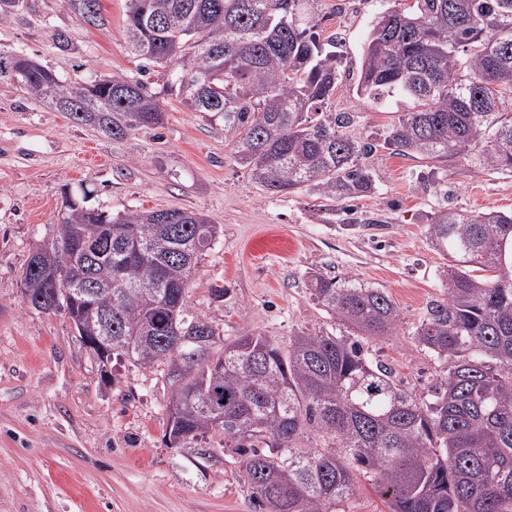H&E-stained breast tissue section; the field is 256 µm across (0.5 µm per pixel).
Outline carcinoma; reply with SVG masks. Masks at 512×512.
<instances>
[{
    "mask_svg": "<svg viewBox=\"0 0 512 512\" xmlns=\"http://www.w3.org/2000/svg\"><path fill=\"white\" fill-rule=\"evenodd\" d=\"M364 43L357 95L414 106L380 138L347 133L336 112L339 66L315 33L319 0H127L125 39L137 73L65 83L0 47V83L114 140L164 122L146 74L174 78L189 112L224 122L238 163L271 195L313 192L356 201L376 189L378 150L428 161L424 183L456 162L512 172V0H390ZM91 26L100 0H65ZM29 0H0V24ZM448 260L443 296L410 333L444 363L432 399L371 360L363 338L396 333L401 313L382 288L308 277L313 300L344 333L227 341L187 300V266L218 228L192 211L114 216L66 200L51 241L22 273L27 303L68 310L97 362L159 369L169 387L164 442L201 470L224 464L193 448L211 432L233 442L236 477L264 512H336L362 475L388 512H512V212L443 207L428 225ZM112 337L108 345L102 337Z\"/></svg>",
    "mask_w": 512,
    "mask_h": 512,
    "instance_id": "obj_1",
    "label": "carcinoma"
}]
</instances>
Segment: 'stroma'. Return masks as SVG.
<instances>
[{"instance_id":"1","label":"stroma","mask_w":512,"mask_h":512,"mask_svg":"<svg viewBox=\"0 0 512 512\" xmlns=\"http://www.w3.org/2000/svg\"><path fill=\"white\" fill-rule=\"evenodd\" d=\"M24 20L0 25V45L23 51L61 81L90 83L131 72L123 30L126 0H101L100 30L80 22L63 0H30ZM381 0H320L317 32L335 36L342 58L335 111L354 117L358 137L380 136L409 100L357 95L364 43ZM66 31L73 49L54 48ZM152 78L165 108L161 126L115 140L0 84V512H260L233 473L222 434L224 465L200 472L162 441L169 388L161 373L113 361L117 383L105 386L95 360L69 319L30 307L21 275L36 246L50 240L66 198L113 214L127 209H181L219 228L188 286L191 306L226 340L292 336L335 328L307 289L309 273L353 277L385 289L403 324L368 343L396 379L428 396L443 370L411 340L429 301L442 293L444 259L427 235L442 204L512 211V173L440 174L449 196L424 185V161L382 150L370 165L373 194L352 203L353 223L336 222L334 202L316 194L266 193L238 164L222 122L186 111ZM220 286L224 300L212 302Z\"/></svg>"}]
</instances>
